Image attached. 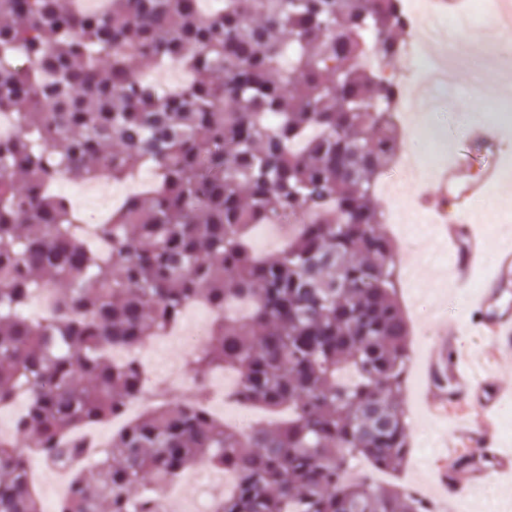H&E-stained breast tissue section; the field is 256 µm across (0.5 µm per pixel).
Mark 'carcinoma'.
I'll list each match as a JSON object with an SVG mask.
<instances>
[{"label": "carcinoma", "instance_id": "1", "mask_svg": "<svg viewBox=\"0 0 512 512\" xmlns=\"http://www.w3.org/2000/svg\"><path fill=\"white\" fill-rule=\"evenodd\" d=\"M0 18V114L18 125L0 139V404L27 395L0 437V512H42L33 458L71 469L67 512H154L198 463L235 473L216 512H425L352 476L408 452L409 332L375 192L400 142L387 68L402 0H108L91 15L0 0ZM132 59L193 80L165 90ZM144 165L157 181L96 226L109 247L93 249L58 175L122 181ZM257 224L288 226L279 252L252 250ZM197 302L217 317L187 369H235L239 401L288 420L241 428L166 400L94 469L75 466V432L143 392L138 358L112 348Z\"/></svg>", "mask_w": 512, "mask_h": 512}]
</instances>
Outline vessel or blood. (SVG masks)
<instances>
[{"label": "vessel or blood", "mask_w": 512, "mask_h": 512, "mask_svg": "<svg viewBox=\"0 0 512 512\" xmlns=\"http://www.w3.org/2000/svg\"><path fill=\"white\" fill-rule=\"evenodd\" d=\"M428 15L468 18L471 0H425ZM473 139L492 156L478 175H471L472 160L462 150L450 152L445 163L429 177L416 196L418 208L433 217L435 237L452 256L448 276L454 286H468L473 271L485 256L488 240L479 229L475 204L488 201L500 186L512 181V167L498 162V125L473 128ZM473 321L485 339L486 352L512 356V245H502L494 270L478 288L472 301ZM456 321L443 324L428 362L425 407L428 413L462 412L466 428L456 433L445 460L438 465L440 484L460 496L501 475H512V449H503L496 433L497 409L503 390L489 371L484 354L467 356L460 346Z\"/></svg>", "instance_id": "vessel-or-blood-1"}]
</instances>
